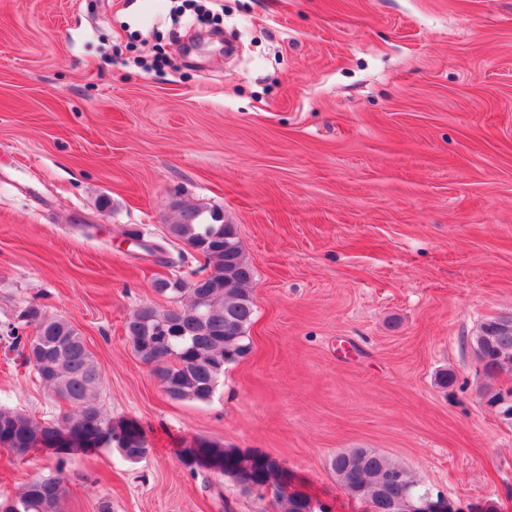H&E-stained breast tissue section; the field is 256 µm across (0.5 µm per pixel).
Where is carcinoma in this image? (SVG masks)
<instances>
[{"label":"carcinoma","instance_id":"carcinoma-1","mask_svg":"<svg viewBox=\"0 0 512 512\" xmlns=\"http://www.w3.org/2000/svg\"><path fill=\"white\" fill-rule=\"evenodd\" d=\"M173 207L179 219L168 225V235L193 247L204 259L207 275L189 284L180 278L164 279L156 288L180 295L190 292L186 305L174 300L159 311L139 308L126 325L134 351L154 367L172 399L207 401L213 395L225 366L248 354L247 330L254 316L250 284L253 270L246 261L232 224L216 210L178 199ZM33 333L25 334V328ZM10 342L24 363L35 369L40 383L66 399L72 411L58 421L39 422L26 413L0 408V446L19 454L42 448L57 455L116 449L127 461L142 460L149 448L140 431L115 425L96 404L101 374L78 329L65 319L50 317L28 305L16 321L3 325L0 338ZM482 372L491 377L512 372V317L481 324L475 338ZM184 462L232 478L238 476L241 455L201 440L185 451ZM261 483L275 478L279 464L258 457ZM337 481L353 498L367 503L371 512H410L411 504L431 489L403 467L372 448H351L330 461ZM61 471L43 475L0 504L3 512H59L63 495ZM279 512H317L306 496L276 493Z\"/></svg>","mask_w":512,"mask_h":512}]
</instances>
